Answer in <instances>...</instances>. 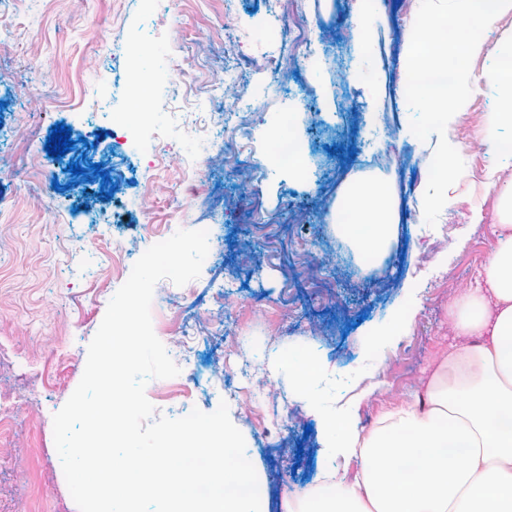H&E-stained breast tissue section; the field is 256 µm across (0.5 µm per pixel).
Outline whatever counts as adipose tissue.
Listing matches in <instances>:
<instances>
[{
  "mask_svg": "<svg viewBox=\"0 0 512 512\" xmlns=\"http://www.w3.org/2000/svg\"><path fill=\"white\" fill-rule=\"evenodd\" d=\"M335 221L358 245L385 251L395 231L390 183L348 191ZM496 242L483 285L454 298L456 341L412 400L362 436L324 423L333 447L361 461L288 512H512V192L498 197Z\"/></svg>",
  "mask_w": 512,
  "mask_h": 512,
  "instance_id": "adipose-tissue-1",
  "label": "adipose tissue"
}]
</instances>
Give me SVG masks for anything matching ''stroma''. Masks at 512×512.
Segmentation results:
<instances>
[{
	"label": "stroma",
	"mask_w": 512,
	"mask_h": 512,
	"mask_svg": "<svg viewBox=\"0 0 512 512\" xmlns=\"http://www.w3.org/2000/svg\"><path fill=\"white\" fill-rule=\"evenodd\" d=\"M352 0H0V339L28 341L43 392L23 405V430L0 444V505L22 512L30 486L45 483L55 512H78L53 437V416L79 384L87 349L121 285L101 250L142 256L145 227L168 233L211 225L198 278L159 281L151 305L155 335L174 352L193 328L188 357L196 391L168 397L181 379H153L156 415L179 418L227 403L245 453L271 498L319 484L325 471L359 470L334 455L322 418L353 428L403 405L447 354L455 332L448 302L477 288L496 239V204L512 189V158L481 149L495 93L487 87L453 117L465 170L436 226L425 222L430 142L411 131L405 93V35L373 19L353 35ZM314 41L313 64L294 63ZM147 50L132 66L131 51ZM246 86L242 97L231 85ZM157 103L162 140L116 144L113 125L132 119L141 92ZM259 121L242 161L224 158L247 104ZM310 149L302 168L272 159L283 113ZM77 142L63 157L42 148L56 124ZM163 202L142 190L160 141ZM102 165L114 186L72 175L68 164ZM202 181L206 197H173L180 179ZM393 182L400 215L389 259L354 249L333 222L355 181ZM481 208L485 221H469ZM321 361L307 398L289 356ZM279 394L269 429L242 415Z\"/></svg>",
	"instance_id": "stroma-1"
}]
</instances>
